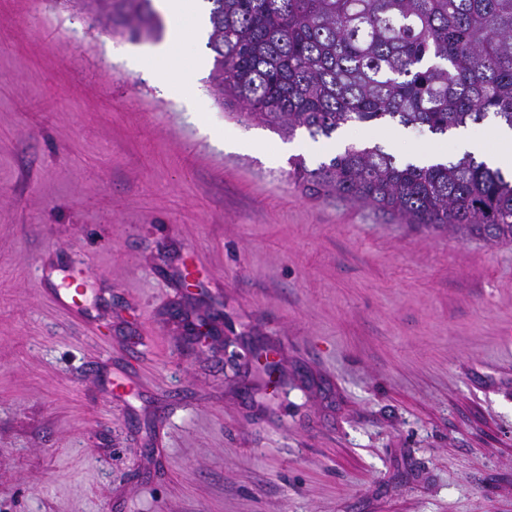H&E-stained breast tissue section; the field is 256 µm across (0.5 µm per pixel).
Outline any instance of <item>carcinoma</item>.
Segmentation results:
<instances>
[{
	"instance_id": "cac0c4a2",
	"label": "carcinoma",
	"mask_w": 512,
	"mask_h": 512,
	"mask_svg": "<svg viewBox=\"0 0 512 512\" xmlns=\"http://www.w3.org/2000/svg\"><path fill=\"white\" fill-rule=\"evenodd\" d=\"M135 39L152 0H57ZM219 101L290 137L388 120L435 135L487 117L512 129V0H207ZM293 176L306 195L368 204L404 224L512 243V175L466 155L416 164L349 145Z\"/></svg>"
}]
</instances>
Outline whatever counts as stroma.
Returning a JSON list of instances; mask_svg holds the SVG:
<instances>
[{
  "mask_svg": "<svg viewBox=\"0 0 512 512\" xmlns=\"http://www.w3.org/2000/svg\"><path fill=\"white\" fill-rule=\"evenodd\" d=\"M149 45L0 0V512H512V244L305 195L205 43L184 98ZM493 126L351 132L456 160Z\"/></svg>",
  "mask_w": 512,
  "mask_h": 512,
  "instance_id": "35a3bbf8",
  "label": "stroma"
}]
</instances>
